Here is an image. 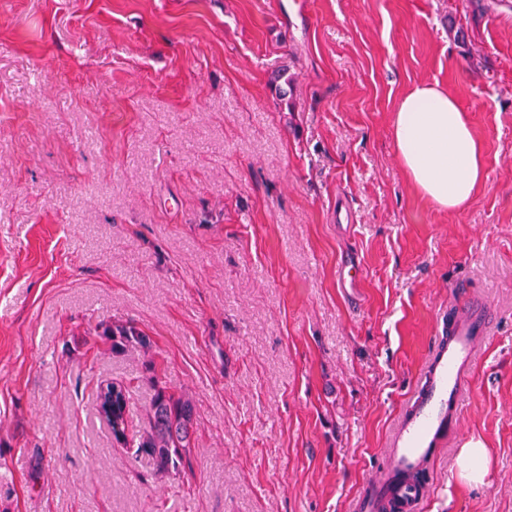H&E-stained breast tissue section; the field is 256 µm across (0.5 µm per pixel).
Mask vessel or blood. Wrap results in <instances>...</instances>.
<instances>
[{"label":"vessel or blood","mask_w":512,"mask_h":512,"mask_svg":"<svg viewBox=\"0 0 512 512\" xmlns=\"http://www.w3.org/2000/svg\"><path fill=\"white\" fill-rule=\"evenodd\" d=\"M490 320L488 307L469 305L464 318L448 324V333L433 346L417 391L397 420L381 470L355 499L353 512H378L382 501L397 498L403 512H418L425 491L398 483L400 474L424 464L446 435L475 364Z\"/></svg>","instance_id":"obj_1"}]
</instances>
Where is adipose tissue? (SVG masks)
<instances>
[{
    "instance_id": "obj_1",
    "label": "adipose tissue",
    "mask_w": 512,
    "mask_h": 512,
    "mask_svg": "<svg viewBox=\"0 0 512 512\" xmlns=\"http://www.w3.org/2000/svg\"><path fill=\"white\" fill-rule=\"evenodd\" d=\"M393 130L402 168L418 192L448 211L473 196L485 177L482 149L447 89L422 84L409 91Z\"/></svg>"
}]
</instances>
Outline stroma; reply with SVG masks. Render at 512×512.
Segmentation results:
<instances>
[{
  "instance_id": "obj_1",
  "label": "stroma",
  "mask_w": 512,
  "mask_h": 512,
  "mask_svg": "<svg viewBox=\"0 0 512 512\" xmlns=\"http://www.w3.org/2000/svg\"><path fill=\"white\" fill-rule=\"evenodd\" d=\"M309 2L0 0V512H352L461 286L492 321L420 512H512V0ZM423 82L483 148L453 212L396 155ZM152 373L176 476L97 410L124 381L141 428ZM96 329L99 338L111 343L112 354L125 353L129 350H147L151 345L149 336L132 324H99ZM154 393L145 409L142 430L131 432L128 424L129 393L123 382L112 381L101 389L100 402L112 401V436L136 458L148 456L160 474H177L192 452L194 408L189 400L176 396L156 376L149 377ZM112 388L119 395L112 400ZM467 446L461 448L458 457L459 476L468 483L483 484L487 475L486 448H480L478 444Z\"/></svg>"
}]
</instances>
